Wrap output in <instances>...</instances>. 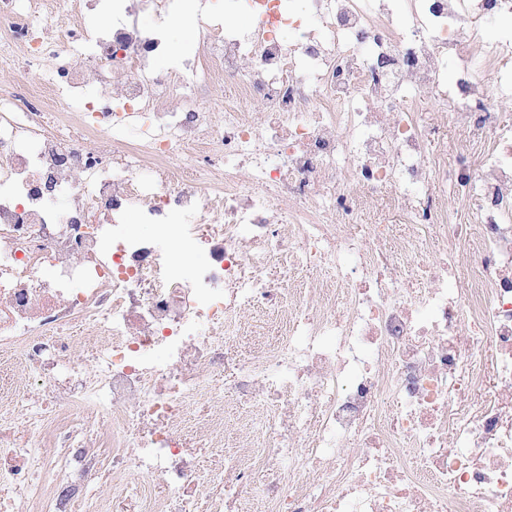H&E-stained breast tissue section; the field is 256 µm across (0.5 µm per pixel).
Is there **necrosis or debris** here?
Wrapping results in <instances>:
<instances>
[{"label":"necrosis or debris","instance_id":"1","mask_svg":"<svg viewBox=\"0 0 512 512\" xmlns=\"http://www.w3.org/2000/svg\"><path fill=\"white\" fill-rule=\"evenodd\" d=\"M70 6L0 0V512H512V0ZM183 27L191 28L193 25L192 15L186 14L180 23ZM176 24L170 30V39L173 44L179 47V54H194L197 51V31L195 25L191 30L184 29Z\"/></svg>","mask_w":512,"mask_h":512}]
</instances>
